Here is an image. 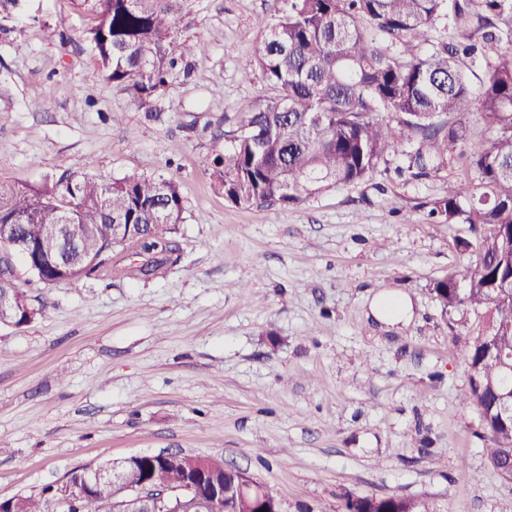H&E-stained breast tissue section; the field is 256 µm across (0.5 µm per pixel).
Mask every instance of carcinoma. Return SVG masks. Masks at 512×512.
<instances>
[{
  "label": "carcinoma",
  "mask_w": 512,
  "mask_h": 512,
  "mask_svg": "<svg viewBox=\"0 0 512 512\" xmlns=\"http://www.w3.org/2000/svg\"><path fill=\"white\" fill-rule=\"evenodd\" d=\"M96 24L84 33L109 79L142 107L157 112L160 91L178 61L201 50L179 40L176 18L192 0H88ZM268 36L242 66L245 78L260 71L276 91L255 107L233 138L232 148L213 162L211 178L236 206L298 207L323 191L369 178L378 161L399 145L413 143L410 168L423 173L442 165L448 152L467 139V120L480 116L492 130L487 144L470 154L476 179L437 200L430 215L445 224H467L474 240L462 242L475 259L463 274L436 282L444 308L465 307L491 315V326L472 337L467 351L468 388L463 407L477 413L489 466L511 482L512 424L498 420L488 381L500 375L495 351L512 343V0H283ZM440 23L464 38L414 54L410 42H429ZM484 61L473 92L461 66L464 58ZM396 118L392 125L381 115ZM458 117L455 125L439 121ZM184 202L172 179L127 175L110 182L63 176L40 185L0 181V240L5 225L35 245L42 265L37 280L56 285L79 279L112 278L115 224L126 225L120 246L166 257L177 250L176 225ZM49 224H84L82 241L97 264L59 269L52 263L58 243L45 235ZM200 458H130L127 478L159 483L192 481L203 492L222 489L231 512L240 476ZM78 508L51 510L57 492L7 499L3 512H116L112 488L96 487L84 467L66 476ZM346 512H416L415 500L397 496L348 499Z\"/></svg>",
  "instance_id": "obj_1"
}]
</instances>
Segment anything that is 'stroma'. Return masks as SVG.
Returning <instances> with one entry per match:
<instances>
[{"mask_svg":"<svg viewBox=\"0 0 512 512\" xmlns=\"http://www.w3.org/2000/svg\"><path fill=\"white\" fill-rule=\"evenodd\" d=\"M281 6L194 0L177 29L204 45L196 76L173 73L156 120L84 41L96 14L81 0H32L0 31V179L151 175L174 179L185 206L179 256L158 274L47 287L17 265L42 313L0 324V499L168 451L245 471L282 512H344L361 495L512 512L462 406L483 321L433 292L474 258L467 225L429 216L474 177L456 153L414 177L402 146L298 207H239L213 186V158L272 95L240 68ZM387 292L410 298L407 324L373 317Z\"/></svg>","mask_w":512,"mask_h":512,"instance_id":"stroma-1","label":"stroma"}]
</instances>
